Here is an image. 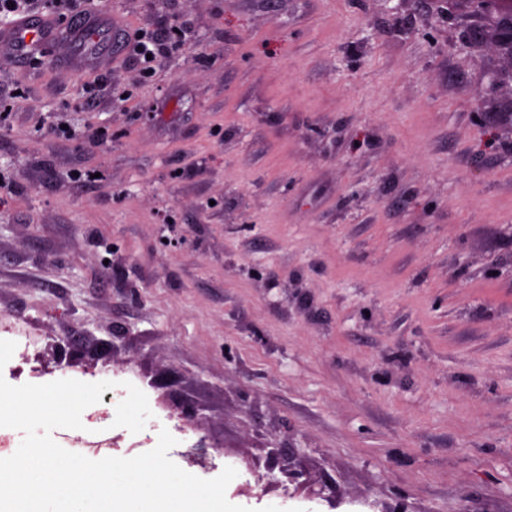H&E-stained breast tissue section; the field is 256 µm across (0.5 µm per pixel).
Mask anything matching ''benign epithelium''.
Listing matches in <instances>:
<instances>
[{
	"instance_id": "benign-epithelium-1",
	"label": "benign epithelium",
	"mask_w": 512,
	"mask_h": 512,
	"mask_svg": "<svg viewBox=\"0 0 512 512\" xmlns=\"http://www.w3.org/2000/svg\"><path fill=\"white\" fill-rule=\"evenodd\" d=\"M471 15L476 18L474 24L463 35V44L478 47L486 39H491L501 56L509 60L507 69H490L485 74V85L477 90V116L483 123L491 118L485 109V102L491 96L504 91L512 96V0H463Z\"/></svg>"
}]
</instances>
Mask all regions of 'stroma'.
I'll return each instance as SVG.
<instances>
[{
    "mask_svg": "<svg viewBox=\"0 0 512 512\" xmlns=\"http://www.w3.org/2000/svg\"><path fill=\"white\" fill-rule=\"evenodd\" d=\"M94 3L191 37L139 86L115 48L92 96L69 42L0 57V376L114 382L60 446L168 430L252 512H512V124L475 119L512 63L460 6ZM485 85L477 90L476 98L478 102L477 116L479 122H490V112L493 110L485 109V102L491 96L498 95L504 91L508 92L511 101L512 112V64L508 69H490L485 74Z\"/></svg>",
    "mask_w": 512,
    "mask_h": 512,
    "instance_id": "stroma-1",
    "label": "stroma"
}]
</instances>
